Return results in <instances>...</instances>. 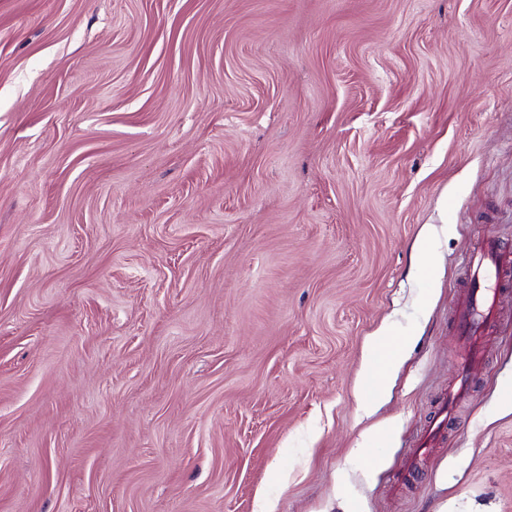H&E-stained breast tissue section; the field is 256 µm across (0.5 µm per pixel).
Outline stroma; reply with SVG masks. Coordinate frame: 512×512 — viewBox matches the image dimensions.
<instances>
[{
    "label": "stroma",
    "mask_w": 512,
    "mask_h": 512,
    "mask_svg": "<svg viewBox=\"0 0 512 512\" xmlns=\"http://www.w3.org/2000/svg\"><path fill=\"white\" fill-rule=\"evenodd\" d=\"M487 237L512 0H0V512H512ZM465 294L452 314L453 330L465 355L459 365L457 388L452 401L466 396L486 356L483 336L496 330L501 317L497 303L512 288V275L502 245L496 239L483 240L469 254L464 268ZM375 342L379 346L385 348V359L380 367H371L368 370L367 375L372 378L378 377L380 379L382 376L387 374L391 367L394 365L398 355L402 351L403 345L402 343L392 344L389 336H378L375 339ZM448 421V402L444 401L441 405L439 411H438V417L433 422V424H430L427 433L424 436V439L421 440L417 445L416 448L413 451V455L416 454L419 450H421V447H431L433 446L434 442L437 440V438L443 434L446 424Z\"/></svg>",
    "instance_id": "stroma-1"
}]
</instances>
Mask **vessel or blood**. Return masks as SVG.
I'll list each match as a JSON object with an SVG mask.
<instances>
[{
  "label": "vessel or blood",
  "mask_w": 512,
  "mask_h": 512,
  "mask_svg": "<svg viewBox=\"0 0 512 512\" xmlns=\"http://www.w3.org/2000/svg\"><path fill=\"white\" fill-rule=\"evenodd\" d=\"M464 275L465 294L452 314L453 329L465 350L453 394L457 400L471 389L486 356L482 338L500 324L497 303L512 288V269L500 242L490 238L475 246L466 260Z\"/></svg>",
  "instance_id": "vessel-or-blood-1"
}]
</instances>
